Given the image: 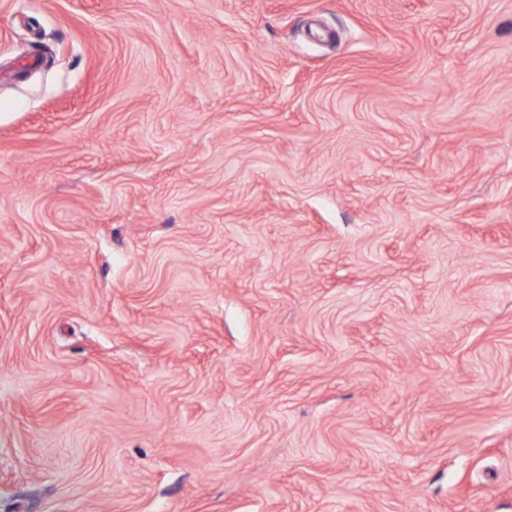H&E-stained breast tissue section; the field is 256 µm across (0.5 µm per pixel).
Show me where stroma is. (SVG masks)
Returning <instances> with one entry per match:
<instances>
[{
  "label": "stroma",
  "mask_w": 512,
  "mask_h": 512,
  "mask_svg": "<svg viewBox=\"0 0 512 512\" xmlns=\"http://www.w3.org/2000/svg\"><path fill=\"white\" fill-rule=\"evenodd\" d=\"M0 512H512V0H0Z\"/></svg>",
  "instance_id": "obj_1"
}]
</instances>
